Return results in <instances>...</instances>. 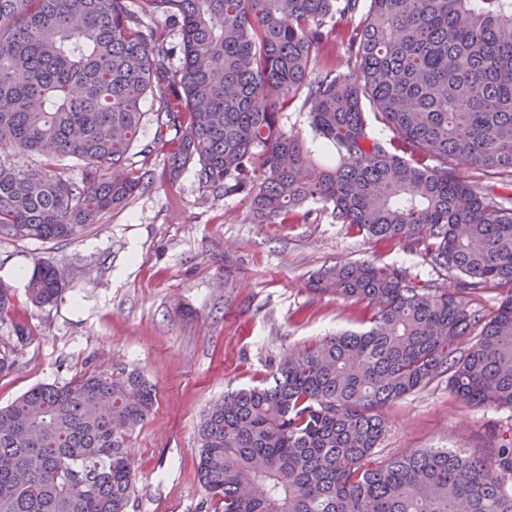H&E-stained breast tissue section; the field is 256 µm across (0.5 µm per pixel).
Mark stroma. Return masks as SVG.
<instances>
[{"instance_id": "1", "label": "stroma", "mask_w": 512, "mask_h": 512, "mask_svg": "<svg viewBox=\"0 0 512 512\" xmlns=\"http://www.w3.org/2000/svg\"><path fill=\"white\" fill-rule=\"evenodd\" d=\"M281 124L315 163H334L302 99L283 109ZM310 209L281 224L254 223L247 196H213L189 167L175 182L139 190L76 239L0 238V283L16 293L0 318V342L14 339L16 325L31 330L14 367L0 374V406L37 385L139 369L157 403L131 444L138 478L127 512H218L197 472L204 412L225 392L259 384L289 350L369 316L364 303L312 290V276L340 258H373L422 281L443 280L421 251L356 233L318 204ZM38 260L71 283L60 301L39 308L25 296ZM382 415L381 460L425 448L488 458L512 435V409L466 406L444 375Z\"/></svg>"}]
</instances>
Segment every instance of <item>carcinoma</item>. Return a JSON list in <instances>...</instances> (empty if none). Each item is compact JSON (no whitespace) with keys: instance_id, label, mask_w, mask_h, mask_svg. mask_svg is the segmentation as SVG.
Segmentation results:
<instances>
[{"instance_id":"carcinoma-1","label":"carcinoma","mask_w":512,"mask_h":512,"mask_svg":"<svg viewBox=\"0 0 512 512\" xmlns=\"http://www.w3.org/2000/svg\"><path fill=\"white\" fill-rule=\"evenodd\" d=\"M179 27L181 66L146 20ZM342 54L320 52L339 24ZM336 149L316 164L281 110L299 94ZM154 96L169 180L275 224L310 203L370 238L423 248L421 284L338 259L311 287L366 303L370 326L295 349L224 394L197 431L223 512H512V439L495 458L420 449L379 461V410L448 374L468 404L512 409V207L465 173L512 176V0H0V237L69 241L154 180L127 167ZM393 133H369L363 103ZM79 165L80 178L71 175ZM506 289L497 310L466 295ZM68 284L38 260L26 295ZM477 337L465 353L459 342ZM156 391L136 370L36 386L0 407V512H126L132 438Z\"/></svg>"}]
</instances>
